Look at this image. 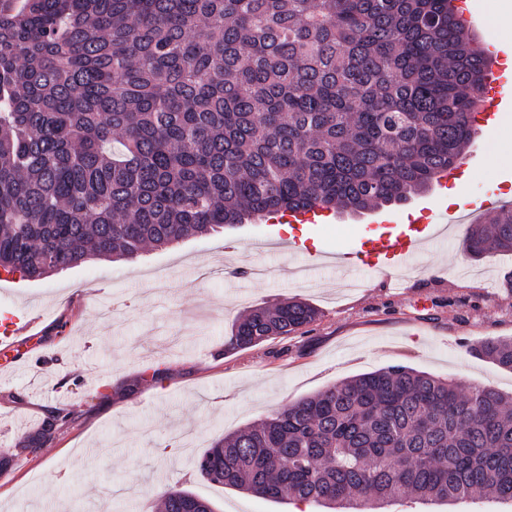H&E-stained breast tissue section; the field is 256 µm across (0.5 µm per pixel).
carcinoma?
Masks as SVG:
<instances>
[{
    "mask_svg": "<svg viewBox=\"0 0 512 512\" xmlns=\"http://www.w3.org/2000/svg\"><path fill=\"white\" fill-rule=\"evenodd\" d=\"M487 64L453 0H0V272L405 203L461 162ZM463 247L512 252V209ZM317 319L299 298L257 305L224 351ZM471 352L512 370V339ZM71 420L52 411L18 447ZM196 469L325 512L512 501V395L389 365L215 438ZM160 512L215 506L173 486Z\"/></svg>",
    "mask_w": 512,
    "mask_h": 512,
    "instance_id": "obj_1",
    "label": "carcinoma"
}]
</instances>
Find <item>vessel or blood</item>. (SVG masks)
Wrapping results in <instances>:
<instances>
[{"label":"vessel or blood","mask_w":512,"mask_h":512,"mask_svg":"<svg viewBox=\"0 0 512 512\" xmlns=\"http://www.w3.org/2000/svg\"><path fill=\"white\" fill-rule=\"evenodd\" d=\"M486 83L497 88L498 93L478 115V125L484 133L494 130L501 108L512 104V93L499 91L502 83L499 69L488 72ZM502 206L500 199L478 197L470 199L461 209L449 211L434 208L432 221L425 224H401L387 216L379 217L370 220L363 235L346 250L333 255L317 254L315 265L319 268L333 265L343 270L361 268L378 275L407 268L425 247L446 240L458 224L466 221L468 212H488ZM331 216V211L323 209L289 214L288 221L294 226L293 237L288 241L289 251H302L304 245L314 239L319 225L327 223ZM36 324V317L27 310L0 309L1 370H15L19 360L18 351L23 344L32 340V330Z\"/></svg>","instance_id":"b4317fda"}]
</instances>
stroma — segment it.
<instances>
[{
  "mask_svg": "<svg viewBox=\"0 0 512 512\" xmlns=\"http://www.w3.org/2000/svg\"><path fill=\"white\" fill-rule=\"evenodd\" d=\"M492 139L472 141L467 197L512 192V158L491 161ZM367 214L339 212L316 246H350ZM465 228L426 248L422 273L349 274L329 266L299 282L310 256L268 247L263 224L191 237L133 260H92L38 281L0 276V306L27 308L37 337L15 372L0 373V512H146L161 485L181 486L216 512H295L292 503L211 484L195 461L217 436L273 408L353 376L404 365L512 394V371L471 353L512 337V253L471 259ZM307 300L318 320L303 333L225 351L235 318L256 304ZM163 373L148 377L149 369ZM77 420L52 447L17 445L48 412ZM386 512H512L476 498L453 505L397 503Z\"/></svg>",
  "mask_w": 512,
  "mask_h": 512,
  "instance_id": "1",
  "label": "stroma"
}]
</instances>
